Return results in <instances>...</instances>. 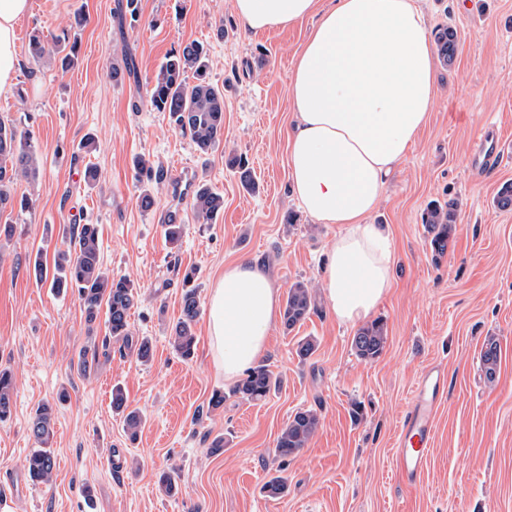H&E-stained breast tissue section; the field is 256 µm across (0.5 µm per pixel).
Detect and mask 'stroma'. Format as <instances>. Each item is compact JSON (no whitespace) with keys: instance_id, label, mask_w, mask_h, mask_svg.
Segmentation results:
<instances>
[{"instance_id":"stroma-1","label":"stroma","mask_w":512,"mask_h":512,"mask_svg":"<svg viewBox=\"0 0 512 512\" xmlns=\"http://www.w3.org/2000/svg\"><path fill=\"white\" fill-rule=\"evenodd\" d=\"M125 4L32 0L17 24L23 66L13 95L0 96V118L31 132L41 167L13 184L30 207L12 213V236H0V369L14 382L12 414L0 421V512H512V209L496 205L512 183V0H420L429 28L454 31L457 51L439 65L429 120L371 216L395 254V285L373 315L386 343L372 361L355 355L357 326L330 315L319 286L341 227L311 223L287 190L288 83L307 25L252 36L229 0H139L134 19ZM77 11L86 24L73 68L34 62L30 35L60 34ZM192 41L208 47V78L224 92V138L205 155L147 100L165 55ZM116 66L127 69L119 82ZM490 126L508 151L480 176L472 158ZM90 135L96 148L88 152L81 144ZM232 153L246 159L257 192L226 167ZM140 156L165 172L148 209L133 167ZM91 167L100 177L93 189L85 183ZM201 182L224 198L210 224L185 191ZM434 202L456 203L458 215L438 259L422 223ZM177 210L184 233L174 251L160 218ZM77 224L99 226L103 267L132 283L130 329L151 340L150 363L113 344L91 375L77 372L79 351L102 343L105 322L87 325L76 295L33 274L35 256L52 261ZM245 259L263 263L281 291L310 284L315 299L303 325L272 330L262 363L281 384L258 403L232 396L213 365L206 312L195 322L191 360L170 344L185 271L196 269L206 289ZM305 337L317 348L302 359ZM491 341L500 349L492 384L482 366ZM435 363L447 368L448 395L424 483L408 491L393 465L398 416ZM116 386L142 415L137 440L111 408ZM217 391L227 397L213 411ZM44 404L53 407L56 462L48 485L26 471L36 446L30 421ZM306 409L319 417L314 436L295 455L278 456L282 428ZM218 437L224 448L215 454ZM114 448L124 455L112 470ZM168 472L178 481L173 496L159 488ZM275 476L287 483L278 496L265 489Z\"/></svg>"}]
</instances>
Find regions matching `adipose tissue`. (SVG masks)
Listing matches in <instances>:
<instances>
[{"label": "adipose tissue", "instance_id": "1", "mask_svg": "<svg viewBox=\"0 0 512 512\" xmlns=\"http://www.w3.org/2000/svg\"><path fill=\"white\" fill-rule=\"evenodd\" d=\"M242 28L258 35L309 23L288 86L290 190L315 224H341L321 275L339 322L367 320L390 293L394 258L370 216L387 179L428 120L437 78L416 0H232ZM30 0H0V96L13 93L20 63L16 26ZM213 362L235 381L265 353L280 290L265 267H225L207 298Z\"/></svg>", "mask_w": 512, "mask_h": 512}]
</instances>
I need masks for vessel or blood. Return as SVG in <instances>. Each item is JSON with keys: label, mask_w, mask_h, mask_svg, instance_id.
Masks as SVG:
<instances>
[{"label": "vessel or blood", "mask_w": 512, "mask_h": 512, "mask_svg": "<svg viewBox=\"0 0 512 512\" xmlns=\"http://www.w3.org/2000/svg\"><path fill=\"white\" fill-rule=\"evenodd\" d=\"M503 143L495 132H487L481 144L477 169L498 162L504 155ZM446 370L436 364L418 376L412 398L399 421L394 454L395 469L408 489H416L424 479L435 442L436 417L447 397Z\"/></svg>", "instance_id": "b4317fda"}]
</instances>
